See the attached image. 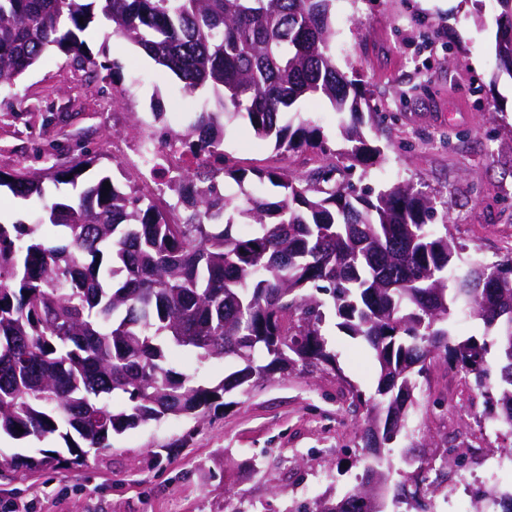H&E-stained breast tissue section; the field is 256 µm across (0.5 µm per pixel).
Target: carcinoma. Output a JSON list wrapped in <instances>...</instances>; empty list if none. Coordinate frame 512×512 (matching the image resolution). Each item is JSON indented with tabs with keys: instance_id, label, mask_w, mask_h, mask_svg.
I'll use <instances>...</instances> for the list:
<instances>
[{
	"instance_id": "obj_1",
	"label": "carcinoma",
	"mask_w": 512,
	"mask_h": 512,
	"mask_svg": "<svg viewBox=\"0 0 512 512\" xmlns=\"http://www.w3.org/2000/svg\"><path fill=\"white\" fill-rule=\"evenodd\" d=\"M333 0H0V90L11 89L54 49L90 82L111 68L87 49L93 20L172 72L194 96L210 87L220 111L195 113L166 135L187 150L224 158L227 126L241 118L255 139L280 154L318 149L322 164L306 177L262 168L199 166L170 187L176 220L146 196L122 191L104 174L77 199L43 204L45 180L77 186L86 162L47 171L0 173L18 197L40 205V223L0 221V434L58 435L74 463L84 448L111 447L112 434L168 417H203L225 395L247 394L295 370L331 371L358 414L363 469L338 500L297 512H385L386 497L431 512L433 494L461 463L448 451L415 454L409 410L420 379L449 363L486 398L479 426L512 434V256L459 264L462 246L448 212L411 182L376 191L351 179L370 151L353 80L336 66ZM498 72L512 79V0H495ZM328 100L342 147L324 146L320 127L295 122L292 107ZM62 113L42 116L48 156ZM279 188L274 200L247 198L240 210L225 178L247 174ZM342 175L336 186L329 183ZM110 182V189L103 187ZM250 230H238L237 219ZM335 328L360 341L378 364L367 396L343 372ZM487 334L456 335L458 315ZM229 359L235 370L215 385L177 372L173 360ZM124 395L128 407L107 399ZM23 432H18V429ZM408 440L415 469L392 481L384 449ZM13 472L39 465L6 458ZM512 496L489 489L474 512Z\"/></svg>"
}]
</instances>
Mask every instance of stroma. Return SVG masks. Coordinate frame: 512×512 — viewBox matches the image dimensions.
<instances>
[{"label": "stroma", "mask_w": 512, "mask_h": 512, "mask_svg": "<svg viewBox=\"0 0 512 512\" xmlns=\"http://www.w3.org/2000/svg\"><path fill=\"white\" fill-rule=\"evenodd\" d=\"M336 62L356 71L360 87L388 115L365 127L381 155L357 165L364 185L381 188L408 181L446 202L450 231L462 261H497L512 254V79L496 77V28H478L473 0H335ZM93 54L116 64L106 83L86 82L65 55L24 74L0 94V171H42L40 116L76 96L72 131L84 132L91 162L84 178L108 167L120 186L126 169L114 167L125 141L163 124L183 130L188 113L215 109L212 94L185 96L177 78L132 43L92 29ZM163 113L156 122L155 113ZM224 153L237 167L309 174L319 150L279 155L252 134L228 129ZM336 347L345 374L376 389V366L352 339ZM409 412L418 446L466 450L470 490L435 500V512H464L472 489L512 481V460L486 470L482 457L512 448L511 434L479 430L482 397L465 389L453 370L433 369ZM333 373H292L203 420L150 421L114 436L111 448L69 463L61 440L0 438V455L52 458L26 474L0 470V512H295L297 506L343 494L360 472V439L342 408Z\"/></svg>", "instance_id": "1"}]
</instances>
